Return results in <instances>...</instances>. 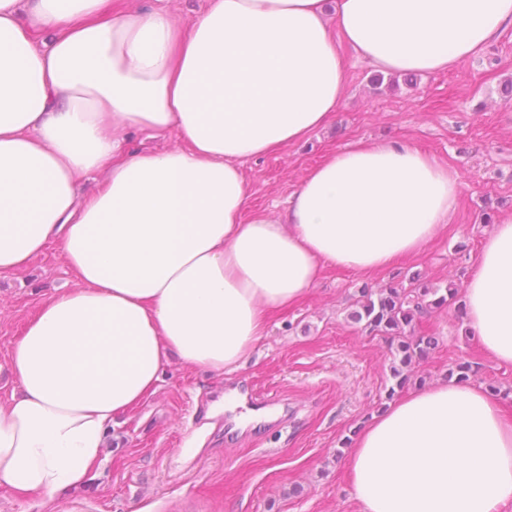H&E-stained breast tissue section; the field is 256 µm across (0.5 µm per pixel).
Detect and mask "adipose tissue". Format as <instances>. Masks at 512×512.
Segmentation results:
<instances>
[{"instance_id": "obj_1", "label": "adipose tissue", "mask_w": 512, "mask_h": 512, "mask_svg": "<svg viewBox=\"0 0 512 512\" xmlns=\"http://www.w3.org/2000/svg\"><path fill=\"white\" fill-rule=\"evenodd\" d=\"M511 26L512 0H209L185 22L112 0H0V277L52 248L73 279L11 344L0 487L51 501L83 486L171 360L235 371L322 266L370 274L440 235L460 175L411 144L331 151L272 214H251L239 162L330 122L340 42L383 73L436 74ZM133 132L182 144L122 152ZM463 295L482 351L512 365V212ZM347 466L360 512H500L512 418L478 385L422 386L358 431Z\"/></svg>"}]
</instances>
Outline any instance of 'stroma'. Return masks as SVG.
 Here are the masks:
<instances>
[{
	"label": "stroma",
	"instance_id": "stroma-1",
	"mask_svg": "<svg viewBox=\"0 0 512 512\" xmlns=\"http://www.w3.org/2000/svg\"><path fill=\"white\" fill-rule=\"evenodd\" d=\"M347 92L333 122L301 142L241 161L255 212L284 210L306 171L326 153L365 140H401L457 170L462 185L448 227L419 254L369 275L322 267L314 288L273 312L267 336L232 373L165 369L157 392L107 436L84 486L54 512H358L349 493L348 441L388 403L394 386L391 341L353 324L361 288H405L410 277L466 281L493 221L512 211V27L485 54L413 81L387 78L341 45ZM72 276L55 252L0 279V401L13 383L8 358L38 306ZM438 341L413 367L407 389L447 378L468 364L512 413V365L481 350L457 307L417 320ZM247 381L267 407L262 422L231 433L212 412L225 389Z\"/></svg>",
	"mask_w": 512,
	"mask_h": 512
}]
</instances>
